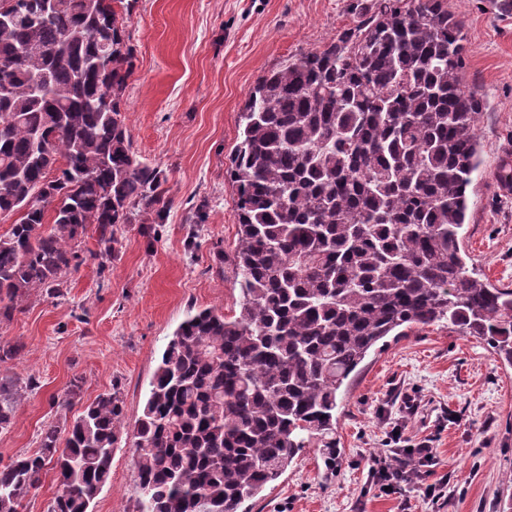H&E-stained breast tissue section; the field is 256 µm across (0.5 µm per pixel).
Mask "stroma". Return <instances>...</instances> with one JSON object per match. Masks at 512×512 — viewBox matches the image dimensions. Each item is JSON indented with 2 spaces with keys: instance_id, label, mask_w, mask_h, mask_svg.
<instances>
[{
  "instance_id": "obj_1",
  "label": "stroma",
  "mask_w": 512,
  "mask_h": 512,
  "mask_svg": "<svg viewBox=\"0 0 512 512\" xmlns=\"http://www.w3.org/2000/svg\"><path fill=\"white\" fill-rule=\"evenodd\" d=\"M373 0H137L128 22L134 73L124 100L133 150L164 171L171 205L160 224L122 225L111 263L89 261L65 294L32 296L0 323L16 355L0 375L35 388L0 432V461L37 449L71 382L80 404L119 389L127 430L94 512H137L133 430L150 381L189 311H239L231 259L238 240L226 170L250 89L268 70L323 49L356 28ZM464 22V66L482 95V166L468 189L463 242L478 277L512 288V193L500 187L512 154V0H448ZM431 440L432 504L412 487L386 496L367 485L365 460L390 448L394 425ZM340 456L326 476L312 449L247 501L248 512H502L512 499V366L475 336L444 327L385 339L351 379L339 407Z\"/></svg>"
}]
</instances>
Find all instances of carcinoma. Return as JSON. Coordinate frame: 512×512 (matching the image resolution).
Returning <instances> with one entry per match:
<instances>
[{
  "label": "carcinoma",
  "mask_w": 512,
  "mask_h": 512,
  "mask_svg": "<svg viewBox=\"0 0 512 512\" xmlns=\"http://www.w3.org/2000/svg\"><path fill=\"white\" fill-rule=\"evenodd\" d=\"M136 0H0V320L112 257L138 211L159 224L166 178L139 160L124 94ZM448 0H375L321 51L262 75L227 175L241 300L190 314L168 342L133 433L138 512H242L305 448L336 470L345 382L399 328L481 336L512 365V288L473 276L461 230L484 103L466 84ZM104 245L87 254L84 238ZM33 380L0 378V431ZM124 402L102 393L39 448L0 463V512L51 469V512H93Z\"/></svg>",
  "instance_id": "1"
}]
</instances>
